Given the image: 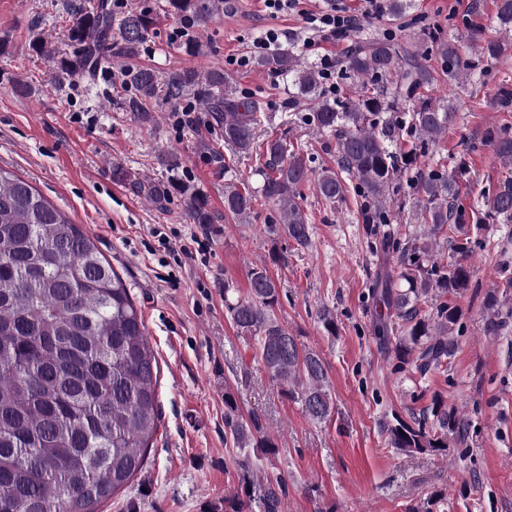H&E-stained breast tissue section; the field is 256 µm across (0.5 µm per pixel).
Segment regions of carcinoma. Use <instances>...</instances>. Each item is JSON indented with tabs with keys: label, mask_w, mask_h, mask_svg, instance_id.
<instances>
[{
	"label": "carcinoma",
	"mask_w": 512,
	"mask_h": 512,
	"mask_svg": "<svg viewBox=\"0 0 512 512\" xmlns=\"http://www.w3.org/2000/svg\"><path fill=\"white\" fill-rule=\"evenodd\" d=\"M220 3L166 0L162 8H131L117 15L107 0H64L73 56L56 58L52 42L36 34L32 47L57 59L52 74L62 86L75 78L85 93L97 94L101 72L120 67V91L112 104L136 121H147L155 106L194 91L199 104L216 115L224 145L260 164V191L224 180V213L247 223L259 199L278 206L283 233L301 247L310 242L300 187L312 171L286 134L257 137L271 122L262 104L229 89L221 70L205 76L184 68L160 77L148 67L122 66L144 49L159 13L176 21L203 24ZM500 29L512 30V0H496ZM479 58L500 57L506 48L476 33L464 40H440L435 54L451 81L472 69L469 49ZM430 57L392 38H372L350 52L346 70L356 78L346 95L328 96L314 64L291 52L274 51L257 66L289 78L299 95L288 102V122L305 124L336 139V167L324 168L315 190L329 204L348 193L356 198L365 224L390 222L391 202L412 191L415 218L428 225L421 236L382 238L397 258V280L375 283L369 298L382 310L374 325L379 344L393 348L401 364L417 363L420 372L438 368L451 355L458 330V308L446 302L421 312L441 294L463 295L469 288L470 241L458 243L448 260L434 258L436 234L443 228L464 234V224L488 220L512 223V176L480 192L471 211L459 202V161L447 171L415 172L417 153L448 131L454 109L425 95L434 79ZM412 140L410 152L397 145ZM485 142L505 166L512 167V128L490 129ZM157 203L174 192L192 224H212L206 194L180 177L167 184L138 183ZM224 302L234 326L253 341L271 379L286 386L288 398L301 404L313 421L327 419L332 398L318 354L299 347L276 319L279 289L265 267L250 274L249 295ZM484 332L495 336L503 326L497 300L487 299ZM160 367L145 333L142 314L130 288L98 251L91 238L25 179L0 166V512H98V507L127 488L142 469L161 423L157 384ZM388 442L405 452L428 453L448 447L466 434L463 417L440 401L406 422L394 417ZM224 436L239 449L276 452L275 439L260 419L243 418L234 395L224 394ZM245 497L224 498V512H282L288 483L280 476L254 480L248 455L236 460Z\"/></svg>",
	"instance_id": "cac0c4a2"
}]
</instances>
